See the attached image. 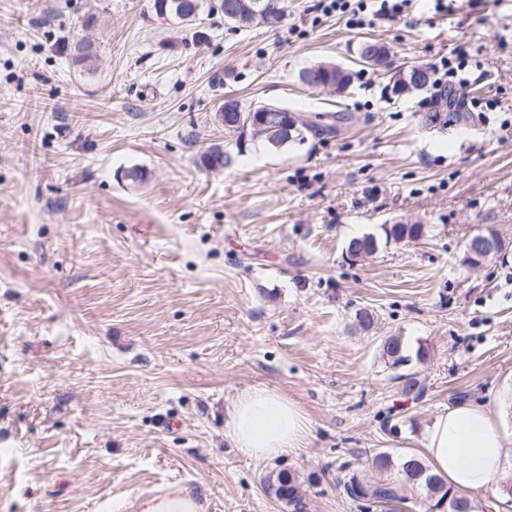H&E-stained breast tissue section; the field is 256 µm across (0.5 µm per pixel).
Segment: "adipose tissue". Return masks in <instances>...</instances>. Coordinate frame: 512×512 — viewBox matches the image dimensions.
Segmentation results:
<instances>
[{"label":"adipose tissue","mask_w":512,"mask_h":512,"mask_svg":"<svg viewBox=\"0 0 512 512\" xmlns=\"http://www.w3.org/2000/svg\"><path fill=\"white\" fill-rule=\"evenodd\" d=\"M226 434L235 448L256 460H269L303 447L309 421L282 394L264 388L243 390L234 401ZM432 471L461 492L490 488L512 455L502 412L484 404H461L438 415L424 435Z\"/></svg>","instance_id":"obj_1"}]
</instances>
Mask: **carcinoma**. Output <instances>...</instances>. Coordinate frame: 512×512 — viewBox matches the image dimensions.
Wrapping results in <instances>:
<instances>
[{"label": "carcinoma", "instance_id": "carcinoma-1", "mask_svg": "<svg viewBox=\"0 0 512 512\" xmlns=\"http://www.w3.org/2000/svg\"><path fill=\"white\" fill-rule=\"evenodd\" d=\"M152 8L157 18L163 21H177L179 23L194 22L204 8V0H153ZM281 19L279 14H268L260 20H252L245 16L241 19L224 17V22L234 28L249 27L253 24H264L269 27L277 24ZM309 72H316L322 80L329 78L350 84L351 76L342 72L338 65L332 63H318L309 68ZM299 133L289 132L285 129L272 131L268 127H249L238 132L237 148L241 149L247 142L260 141L271 149L277 150L288 145V141L296 139ZM233 156L217 148H212L202 155L205 167L211 168L215 164L221 167L229 166ZM382 230L386 240L417 241L423 235L421 224H390L383 225ZM348 247L358 252L374 253L378 248L377 239L373 235L353 238ZM379 348L384 362L393 371L407 367L412 360L423 361L428 352L418 347L415 356H410L400 336H385L380 340ZM403 381L402 392L406 395L414 394L419 397L425 391V384L417 378V373L398 375ZM264 486L272 489L277 500L284 502L293 509V512H305V491L297 478L286 470H279L265 478ZM343 490L347 498L363 508L361 500L369 497L379 502L382 512H396L397 507L414 500V505L423 509V512H433L440 505H446V512H473L472 499L458 491L448 488L447 483L438 475L431 472L429 466L418 455L407 453L394 456L392 453L381 450L373 454L368 472L351 473L343 481Z\"/></svg>", "mask_w": 512, "mask_h": 512}]
</instances>
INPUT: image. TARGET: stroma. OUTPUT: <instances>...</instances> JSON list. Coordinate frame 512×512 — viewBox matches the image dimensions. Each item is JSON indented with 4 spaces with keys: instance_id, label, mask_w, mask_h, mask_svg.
<instances>
[{
    "instance_id": "obj_1",
    "label": "stroma",
    "mask_w": 512,
    "mask_h": 512,
    "mask_svg": "<svg viewBox=\"0 0 512 512\" xmlns=\"http://www.w3.org/2000/svg\"><path fill=\"white\" fill-rule=\"evenodd\" d=\"M315 3L240 30L217 9L160 20L152 0H0V512H147L180 488L205 512H292L263 488L282 469L306 512H359L336 481L374 452L423 454L462 402L512 413V0H416L356 29ZM369 38L381 67L357 62ZM459 47L470 86L400 91L398 70ZM320 61L350 71L345 93L301 84ZM475 95L500 109L462 110ZM228 97L327 131L237 149L215 117ZM214 146L230 167L202 165ZM386 224L424 235L389 242ZM488 229L505 254L470 268L465 241ZM358 230L378 249L353 261ZM385 336L427 347L419 399ZM252 386L302 407L304 447H233ZM379 348L384 362L393 371H399L407 367L412 361L402 337L385 336L380 340Z\"/></svg>"
}]
</instances>
